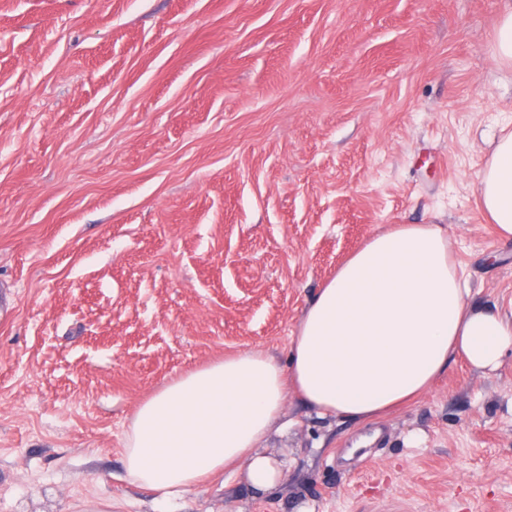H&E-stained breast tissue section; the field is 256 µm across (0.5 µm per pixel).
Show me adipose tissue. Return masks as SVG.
I'll use <instances>...</instances> for the list:
<instances>
[{
  "label": "adipose tissue",
  "mask_w": 512,
  "mask_h": 512,
  "mask_svg": "<svg viewBox=\"0 0 512 512\" xmlns=\"http://www.w3.org/2000/svg\"><path fill=\"white\" fill-rule=\"evenodd\" d=\"M477 197L500 235L512 237V123L492 146ZM511 351L512 309L470 301L443 228L394 224L319 288L288 367L265 350H245L144 399L126 434V478L176 499L241 469L266 491L281 472L260 446L281 431L289 395L319 416L365 424L416 402L457 361L493 374Z\"/></svg>",
  "instance_id": "obj_1"
}]
</instances>
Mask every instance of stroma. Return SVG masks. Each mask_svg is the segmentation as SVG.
Returning <instances> with one entry per match:
<instances>
[{"label":"stroma","mask_w":512,"mask_h":512,"mask_svg":"<svg viewBox=\"0 0 512 512\" xmlns=\"http://www.w3.org/2000/svg\"><path fill=\"white\" fill-rule=\"evenodd\" d=\"M503 0H0V512H512V353L359 426L288 398L243 471L167 501L126 479L137 406L242 350L286 362L318 288L437 224L512 303L477 204L512 121ZM506 1L504 17L496 31L495 49L504 62L512 64V3Z\"/></svg>","instance_id":"35a3bbf8"}]
</instances>
